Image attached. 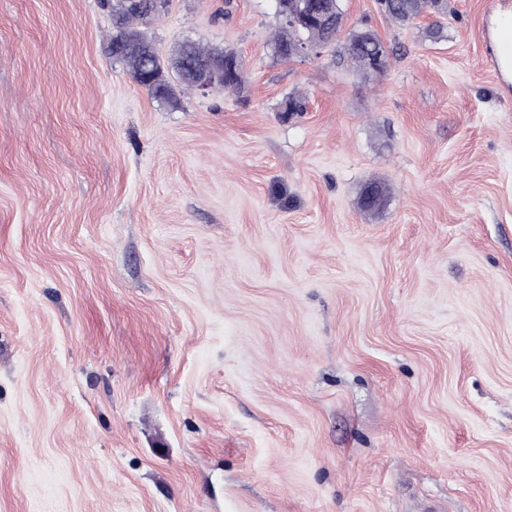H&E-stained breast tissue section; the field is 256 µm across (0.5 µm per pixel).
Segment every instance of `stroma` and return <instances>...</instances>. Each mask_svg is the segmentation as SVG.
I'll return each instance as SVG.
<instances>
[{"label": "stroma", "instance_id": "1", "mask_svg": "<svg viewBox=\"0 0 512 512\" xmlns=\"http://www.w3.org/2000/svg\"><path fill=\"white\" fill-rule=\"evenodd\" d=\"M447 5L342 0L368 80L170 0L245 79L172 107L103 0H0V512H512V0ZM381 10L399 25H408L425 12L445 15L446 0H379ZM492 66L507 71L512 66V26L499 28L492 36ZM336 56L339 63L346 61L364 77L373 78L384 71L389 54L379 35L364 28L350 31L340 50H336ZM376 58L381 59L380 65L373 63Z\"/></svg>", "mask_w": 512, "mask_h": 512}]
</instances>
